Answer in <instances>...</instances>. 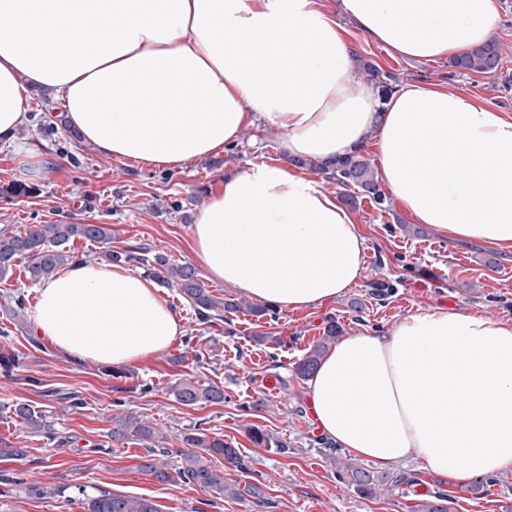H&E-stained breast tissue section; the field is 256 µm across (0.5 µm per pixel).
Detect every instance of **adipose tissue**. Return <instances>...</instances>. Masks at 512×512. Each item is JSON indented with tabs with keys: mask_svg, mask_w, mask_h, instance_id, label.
Instances as JSON below:
<instances>
[{
	"mask_svg": "<svg viewBox=\"0 0 512 512\" xmlns=\"http://www.w3.org/2000/svg\"><path fill=\"white\" fill-rule=\"evenodd\" d=\"M388 52L436 62L486 42L496 0H341ZM52 90L99 154L146 168L223 152L262 119L283 158L226 175L198 208L194 258L255 302L301 310L362 274L366 238L292 159L332 162L375 135L378 173L418 224L512 250V115L445 86L388 95L354 74L323 0H0V142H20L35 91ZM35 333L62 354L123 367L167 348L181 320L156 283L84 261L42 282ZM323 435L382 470L421 459L467 481L512 470V321L445 308L383 334L355 332L307 380Z\"/></svg>",
	"mask_w": 512,
	"mask_h": 512,
	"instance_id": "obj_1",
	"label": "adipose tissue"
}]
</instances>
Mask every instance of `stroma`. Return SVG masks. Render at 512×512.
Listing matches in <instances>:
<instances>
[{
  "label": "stroma",
  "instance_id": "stroma-1",
  "mask_svg": "<svg viewBox=\"0 0 512 512\" xmlns=\"http://www.w3.org/2000/svg\"><path fill=\"white\" fill-rule=\"evenodd\" d=\"M345 29L356 54L390 74L392 87L412 81L445 85L512 114V0H498L492 38L506 47L508 58L496 80L460 73L445 60L401 59L355 25L346 24ZM29 111L32 119L20 127L17 138L42 142V171L33 174L12 147L0 144V186L15 183L33 190L29 196L0 194V226L111 225L109 244H74L94 261L108 248L140 246L192 261L190 228L208 193L221 187L225 173L282 155L281 131L257 122L245 126L238 141L220 155L175 170L147 169L69 142L57 120L62 104L49 93L33 95ZM350 212L366 237L365 269L334 301L297 311L273 308L261 317L237 312L229 320L204 323L177 289L163 288L184 332L165 350L121 373L36 341L28 323L9 336L0 335V345L22 359L12 375L0 372V442L25 450L19 459L0 458V512H71L53 490L73 482L91 494L103 490L150 499L159 512H411L419 484L447 494L449 512H512V471L484 477L483 489L474 493L468 484L443 479L413 459L403 470L415 477V484L366 497L348 487L326 456L332 443L319 431L307 405V385L294 367L319 340L327 318H335L346 335L383 333L407 315L436 307L512 320V252L417 228L390 198L381 205L359 198ZM265 332L280 337V344L258 341V334ZM186 377L222 386L223 403L179 404L172 387ZM18 402L36 407L59 436L77 438L78 447H58L19 426L8 412ZM120 409L138 414L160 431L173 471L181 463L183 436L192 426L233 443L249 469L227 472L229 479L259 486L263 502L250 496L219 501L177 477L156 481L140 468L143 445L110 442L112 416ZM256 428L287 444V453L254 443L249 432ZM32 480L48 487V495H29L24 484Z\"/></svg>",
  "mask_w": 512,
  "mask_h": 512
}]
</instances>
